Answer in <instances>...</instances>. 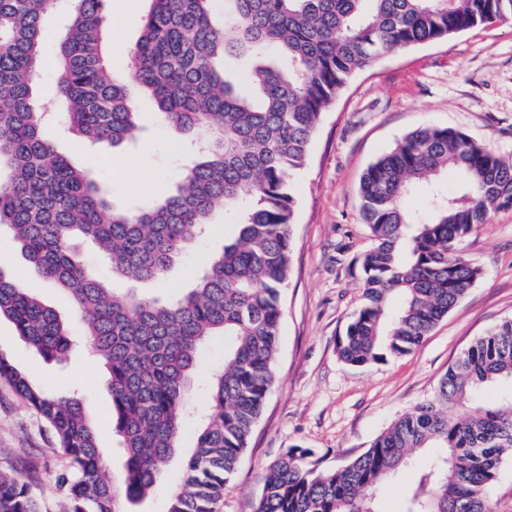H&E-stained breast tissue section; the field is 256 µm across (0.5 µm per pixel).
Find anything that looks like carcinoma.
<instances>
[{"mask_svg": "<svg viewBox=\"0 0 512 512\" xmlns=\"http://www.w3.org/2000/svg\"><path fill=\"white\" fill-rule=\"evenodd\" d=\"M108 0H0V226H9L38 273L67 290L87 345L110 374L112 418L122 438L126 497L156 487L175 452L206 342L220 334L224 366L202 391L208 413L167 512H218L273 385L283 291L296 223L294 181L306 167L322 115L383 53L447 39L512 15V0H150L126 77L110 73ZM65 11L53 64L68 129L90 144L133 143L141 130L131 92L156 102L168 129L206 133L175 190L148 209L120 205L61 155L43 130L35 89L45 62L44 20ZM245 60L242 84L216 59ZM459 177L445 194L440 177ZM418 188L429 205L406 200ZM362 305L336 348L352 366L410 353L481 276L461 241L491 213L512 209V158L452 128L406 135L364 172ZM218 206L235 210L224 242L174 301L106 288L72 248L98 246L112 276L159 280ZM47 359L73 340L58 315L0 271V318ZM0 378L33 407L67 459L56 476L65 512H120L82 401L34 385L0 355ZM512 381V318L478 337L415 405L348 464L318 469L309 448L270 467L255 512H378L376 493L420 448L404 512H495L491 489L512 457V402L486 388ZM0 512H41L29 485L0 472Z\"/></svg>", "mask_w": 512, "mask_h": 512, "instance_id": "cac0c4a2", "label": "carcinoma"}]
</instances>
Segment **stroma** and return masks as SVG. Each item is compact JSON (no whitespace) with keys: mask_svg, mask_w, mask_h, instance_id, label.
Listing matches in <instances>:
<instances>
[{"mask_svg":"<svg viewBox=\"0 0 512 512\" xmlns=\"http://www.w3.org/2000/svg\"><path fill=\"white\" fill-rule=\"evenodd\" d=\"M150 0H109L108 65L121 73L141 35ZM143 132L138 144L90 145L63 122L45 128L60 154L88 171L115 202L152 206L194 161L182 139L162 123L154 101L136 99ZM426 125L461 129L499 154L512 156V17L429 44L383 54L356 75L326 112L308 166L295 181L298 219L292 272L283 292L281 340L274 383L237 472L224 488L221 512H253L270 465L288 448L312 449L320 468H338L364 452L397 418L430 397L449 365L485 330L512 317V210L490 216L462 243L482 270L480 279L411 353L365 367L340 360L336 341L361 304L360 259L370 245L361 216L359 183L367 166L413 130ZM128 159L118 169L114 158ZM235 232L233 215L216 208L204 235L141 294L181 296L210 254ZM0 271L33 287L73 334H82L68 295L38 276L12 234L0 230ZM0 354L35 385L78 393L121 512H166L168 494L183 482L197 423L187 420L178 447L155 490L132 503L124 496V455L110 408L109 374L76 349L63 362L45 360L0 319ZM67 458L42 418L0 379V471L28 481L42 512H65L55 476Z\"/></svg>","mask_w":512,"mask_h":512,"instance_id":"1","label":"stroma"}]
</instances>
